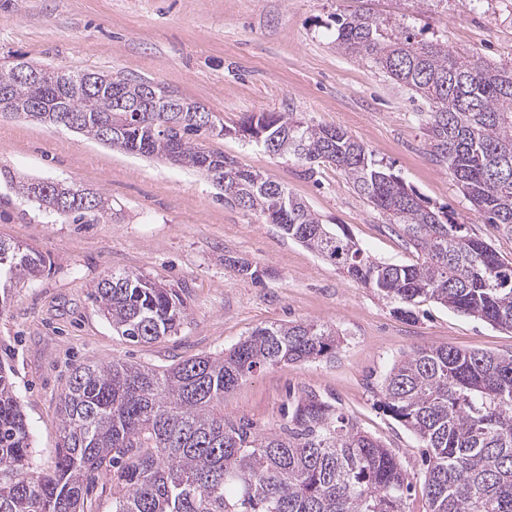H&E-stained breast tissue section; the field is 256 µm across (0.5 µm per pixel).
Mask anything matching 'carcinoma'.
<instances>
[{"label": "carcinoma", "instance_id": "obj_1", "mask_svg": "<svg viewBox=\"0 0 512 512\" xmlns=\"http://www.w3.org/2000/svg\"><path fill=\"white\" fill-rule=\"evenodd\" d=\"M336 49L363 56L428 105L429 154L464 196L512 238V70L454 54L438 42L385 32L370 17L337 19ZM65 102L41 83L0 66V115L62 126L112 148L173 159L206 178L234 177L242 208L274 224L354 282L400 304L412 316L432 300L465 317L512 329V261L469 234L466 225L423 204L403 179L338 128L292 114L262 112L239 126L261 133L266 152L314 171L333 165L417 254L409 264L373 259L347 233L328 225L268 177L203 148L204 131L184 114L128 112L143 79L120 73L100 89L67 71ZM43 111L30 112L32 99ZM38 208L56 212L37 182L10 177ZM65 215L96 222L110 209L97 191L77 187ZM46 260L0 240V313L12 288ZM103 316L121 336L151 343L182 318L178 296L140 274L114 272L96 285ZM331 325L291 322L255 329L228 353L201 355L166 369L120 360L80 365L58 410L61 444L53 465L33 467L27 420L0 366V512H88V479L112 476V512H406L410 489L397 454L310 392L288 426L261 432L224 415V396L261 367L311 361L336 349ZM388 412L426 449L425 512H512V355L448 346L417 347L395 361L381 387Z\"/></svg>", "mask_w": 512, "mask_h": 512}]
</instances>
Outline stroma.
Listing matches in <instances>:
<instances>
[{
    "label": "stroma",
    "mask_w": 512,
    "mask_h": 512,
    "mask_svg": "<svg viewBox=\"0 0 512 512\" xmlns=\"http://www.w3.org/2000/svg\"><path fill=\"white\" fill-rule=\"evenodd\" d=\"M342 15L380 19L395 35L512 67V0H0V63L23 57L149 79L204 105L230 129L262 112L340 128L430 205L512 259V239L431 160L426 104L371 59L337 50ZM204 145L282 183L376 259L412 261L385 217L336 168L307 171L232 132L206 137ZM1 168L91 188L111 203L99 223L76 224L39 210L0 177V240L46 260L0 313V365L9 368L26 416L34 464L55 457L59 397L75 366L122 360L162 369L228 351L259 327L314 322L338 330L335 353L257 371L225 398V415L275 431L301 396L316 393L398 455L411 484L407 508L425 512L422 449L382 407V381L395 360L420 346L512 354V330L432 301L402 317L395 303L227 202L200 173L63 127L0 117ZM240 262L257 277L238 272ZM118 271L178 293L183 318L174 334L150 344L118 335L94 299L97 282Z\"/></svg>",
    "instance_id": "obj_1"
}]
</instances>
